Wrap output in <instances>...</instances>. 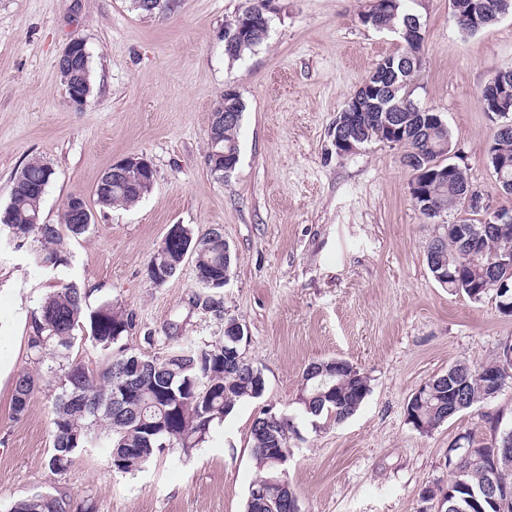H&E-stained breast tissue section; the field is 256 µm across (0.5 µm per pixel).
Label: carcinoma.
Returning a JSON list of instances; mask_svg holds the SVG:
<instances>
[{
	"mask_svg": "<svg viewBox=\"0 0 512 512\" xmlns=\"http://www.w3.org/2000/svg\"><path fill=\"white\" fill-rule=\"evenodd\" d=\"M457 25L466 34H475L497 22L500 10L512 13V0H450ZM381 29L397 35L400 51L380 59L367 76L375 78L394 67L396 81L386 90L388 100L381 105H368L359 111L356 145L378 141L392 144L387 129V109L393 108L402 116L403 135L397 147L404 157L414 159L418 173L441 165L448 154L451 136L447 125L434 124L429 116L434 109L419 105L412 98V85L420 67V50L424 37L416 39L407 30L420 24L419 17L408 11L403 0H397L395 10L377 17ZM493 77L503 78L501 94L512 102V66L501 67ZM241 121L224 126L220 131L224 149L239 150L238 130ZM487 156L499 188L512 185V165L504 170L496 168L497 159L512 162V135L493 137ZM54 170L45 161L33 158L13 181L8 205L0 212V234L13 240L33 243L32 258L38 266H66L69 263L67 236H78L89 230L87 224H73L68 213L62 214L60 224H34L32 216L41 212L43 194L26 193L33 184L48 187ZM474 184L463 168H458L448 181L430 179L426 191L433 206L443 215L424 209L420 213L433 225L430 242L434 244L426 254L432 273L448 272L441 286L461 293L479 302L492 292L488 267L508 250L512 252V223L501 224L480 243L464 244L451 231L439 224L441 217L458 216L463 223L481 224L476 212L467 210L458 196ZM102 208H126L141 201L144 195L135 188H114L107 193H94ZM189 240L194 271L206 272L215 278L224 277V237L210 230L197 234L188 226L179 225ZM170 266L156 273L154 261H149L146 276L151 283L161 286L181 269L183 260L173 256ZM87 324V339L105 359L97 373L71 357L77 328ZM135 325L131 311L105 301L91 310L85 293L74 284L49 294L34 312L30 322L28 350L31 359L40 367V373L22 372L15 381L12 400L13 417L18 419L28 409L35 391L49 394L52 404L53 447L47 461L56 475L66 474L82 449L96 443L110 449V464L119 473L142 469L155 457L172 448L187 453L211 433L215 421L229 415L243 400L256 398L258 379L251 371L252 364L238 358L240 346L230 336L212 344L192 342L169 344L160 356H145L123 346V338ZM503 346L495 359L478 366L459 362L448 369V380L428 387L421 397L407 407L408 422L418 431L429 433L448 421V408L459 400V410L497 396L501 387L512 380V361ZM306 381L301 389L299 403L306 413L326 415L341 421L353 414L369 392V379L358 371L351 375L337 370L330 360L314 361L302 373ZM287 419L261 413L252 424V456L261 476L252 487L265 490L268 502L295 498L290 486L283 483L276 472L275 456L289 452ZM477 456H464L456 448L452 454L455 466L449 467L450 479L446 498L457 500L464 492L458 480H464L477 496L476 504L467 512H492L494 507L484 501L483 488L494 486L506 500L503 512H512V463L491 462L502 459L504 448L501 437L489 441L470 437ZM94 512L92 500L79 502L67 496H55L51 504L37 493L15 501L7 512Z\"/></svg>",
	"mask_w": 512,
	"mask_h": 512,
	"instance_id": "obj_1",
	"label": "carcinoma"
}]
</instances>
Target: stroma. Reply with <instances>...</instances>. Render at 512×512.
<instances>
[{
    "instance_id": "obj_1",
    "label": "stroma",
    "mask_w": 512,
    "mask_h": 512,
    "mask_svg": "<svg viewBox=\"0 0 512 512\" xmlns=\"http://www.w3.org/2000/svg\"><path fill=\"white\" fill-rule=\"evenodd\" d=\"M243 0H176L153 16L130 0H0V210L32 158L54 170L42 221L57 224L70 197L93 202L114 161L143 154L152 191L128 209L95 208V224L69 241L70 262L39 267L29 245L0 240V504L36 492L92 498L96 512H245L258 471L251 427L262 410L286 417L289 481L300 512H438L426 489L447 487L448 448L462 433L490 439L512 429V383L431 433L406 419L424 382L457 362L483 363L512 343V316L493 296L448 292L426 262L431 226L415 206L403 151L380 142L337 156V112L375 63L400 43L363 25L371 0H279L266 42L231 62L224 21ZM425 30L413 98L441 112L458 162L491 204L504 202L486 148L496 130L477 94L512 65V15L463 33L448 0H407ZM85 43L93 95L71 108L57 71L70 39ZM233 85L242 96L239 162L225 176L206 163L211 112ZM174 224L222 228L229 283L199 287L191 261L157 286L146 276ZM72 283L90 307L132 310L124 343L165 351L168 337L215 342L225 319L245 329L241 350L265 378L190 453L174 448L141 471L112 469L109 451L85 449L66 475L47 467L52 413L36 391L21 419L14 384L37 373L28 357L30 317ZM217 297L223 312L203 309ZM348 360L370 392L342 421L311 417L298 402L313 361Z\"/></svg>"
}]
</instances>
